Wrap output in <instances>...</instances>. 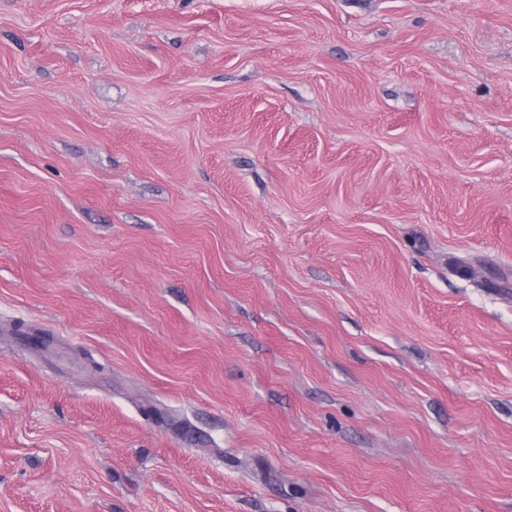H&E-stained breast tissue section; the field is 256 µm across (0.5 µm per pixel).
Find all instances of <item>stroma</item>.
I'll return each instance as SVG.
<instances>
[{
	"mask_svg": "<svg viewBox=\"0 0 512 512\" xmlns=\"http://www.w3.org/2000/svg\"><path fill=\"white\" fill-rule=\"evenodd\" d=\"M0 512H512V0H0Z\"/></svg>",
	"mask_w": 512,
	"mask_h": 512,
	"instance_id": "obj_1",
	"label": "stroma"
}]
</instances>
